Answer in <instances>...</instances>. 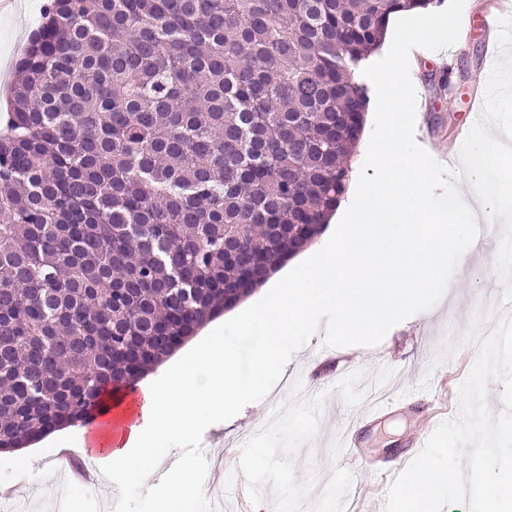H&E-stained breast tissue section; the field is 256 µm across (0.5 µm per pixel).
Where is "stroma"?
Returning <instances> with one entry per match:
<instances>
[{"instance_id":"35a3bbf8","label":"stroma","mask_w":512,"mask_h":512,"mask_svg":"<svg viewBox=\"0 0 512 512\" xmlns=\"http://www.w3.org/2000/svg\"><path fill=\"white\" fill-rule=\"evenodd\" d=\"M491 0H435L420 13L405 12L389 25L385 42L362 73L369 107L352 159L351 186L373 195L379 171L367 151V138H379L384 127L378 104L384 87L375 73L391 66L399 50V36L422 47L411 55L406 69L418 86V101L409 115L411 145L417 150L422 174L430 185L426 208L448 213L465 177L463 159L476 147L464 138L469 120L468 99L483 81V61L496 69L483 112L494 115L500 128L512 131V76L501 71L500 55L486 56L484 39L491 17ZM46 0H17L0 8V110L17 82L16 63L29 37L43 21ZM466 17L469 36L462 53L453 54V26ZM492 305L512 315V254L502 241L476 244L470 261L459 262L449 251L437 269L427 294L373 337L341 339L328 331L334 314L320 310L310 326L295 330L275 352L278 367L250 406L224 422L210 424L203 434L209 444L224 451V512H367L373 497L386 494L384 470L395 467L398 452L413 433L424 430L427 413L436 420L453 417L458 408V388L478 356L477 337L488 334L490 322L474 325V316ZM236 364L243 378L254 372V352L267 335L262 319H250L245 328L225 324ZM325 346L330 357L313 364L309 352ZM386 362L390 372L381 391L390 400L409 393L413 399L395 407L360 435L361 446L376 465L364 471L344 457L341 436L346 424L366 406L364 384L375 380L373 360ZM296 386L285 395L275 390L282 378ZM80 430H71L60 445L40 448L31 459L0 456V475H25L20 500L27 512H53L56 496H45L41 486L54 483L50 471L60 448H80ZM196 456L182 452L167 465L153 464L150 481L123 488L121 483L94 489L71 484L66 512H154L157 502L175 493L180 478L194 476Z\"/></svg>"}]
</instances>
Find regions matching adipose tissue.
Returning a JSON list of instances; mask_svg holds the SVG:
<instances>
[{
    "label": "adipose tissue",
    "instance_id": "adipose-tissue-1",
    "mask_svg": "<svg viewBox=\"0 0 512 512\" xmlns=\"http://www.w3.org/2000/svg\"><path fill=\"white\" fill-rule=\"evenodd\" d=\"M416 94L408 82L399 96L382 101L385 136L369 145L381 176L375 196L366 199L356 190L340 202L331 238L272 284L257 307L269 336L255 354L253 379H240L235 352L218 335L186 350L162 380L141 386L125 445L109 452L111 472L123 484L146 482L145 461L194 441L208 421L250 401L277 366L276 346L320 308L335 311L337 335H374L425 294L448 247L469 241L472 210L448 217L421 204L429 186L419 176L405 120Z\"/></svg>",
    "mask_w": 512,
    "mask_h": 512
}]
</instances>
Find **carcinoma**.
Masks as SVG:
<instances>
[{"label":"carcinoma","instance_id":"carcinoma-1","mask_svg":"<svg viewBox=\"0 0 512 512\" xmlns=\"http://www.w3.org/2000/svg\"><path fill=\"white\" fill-rule=\"evenodd\" d=\"M48 0L0 135V449L75 426L322 231L391 16Z\"/></svg>","mask_w":512,"mask_h":512}]
</instances>
